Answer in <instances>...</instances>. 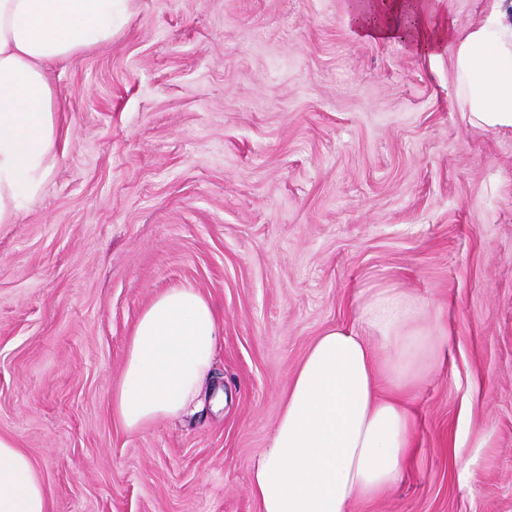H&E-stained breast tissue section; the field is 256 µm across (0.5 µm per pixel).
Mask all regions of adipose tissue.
Masks as SVG:
<instances>
[{
    "label": "adipose tissue",
    "instance_id": "obj_1",
    "mask_svg": "<svg viewBox=\"0 0 512 512\" xmlns=\"http://www.w3.org/2000/svg\"><path fill=\"white\" fill-rule=\"evenodd\" d=\"M133 0H0V224L42 191L56 161L59 103L45 65L108 45ZM348 23L362 42L449 53L454 102L470 124L512 131V0H486L459 31L436 0H353ZM427 305L397 288L363 294L357 323L327 328L288 387L252 491L261 512H348L400 481L412 448L409 392L448 353L447 333L423 326ZM223 341L214 302L170 288L142 311L128 338L112 417L127 432L176 419L213 377ZM0 512H50L42 476L0 437Z\"/></svg>",
    "mask_w": 512,
    "mask_h": 512
}]
</instances>
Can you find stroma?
<instances>
[{"label":"stroma","instance_id":"obj_1","mask_svg":"<svg viewBox=\"0 0 512 512\" xmlns=\"http://www.w3.org/2000/svg\"><path fill=\"white\" fill-rule=\"evenodd\" d=\"M350 4L137 0L110 45L47 64L57 161L0 224V436L50 512H260L291 378L369 288L450 340L407 396L401 481L351 512H512V132L458 111L449 54L354 39ZM182 286L224 321L215 389L127 432V338Z\"/></svg>","mask_w":512,"mask_h":512}]
</instances>
